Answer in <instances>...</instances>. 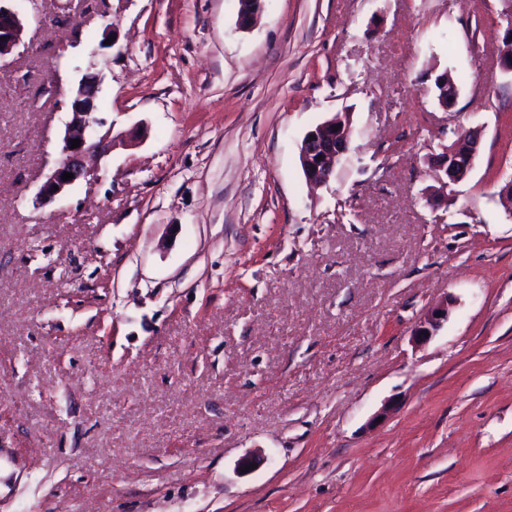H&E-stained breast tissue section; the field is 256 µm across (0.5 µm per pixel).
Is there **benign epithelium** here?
<instances>
[{
	"label": "benign epithelium",
	"mask_w": 512,
	"mask_h": 512,
	"mask_svg": "<svg viewBox=\"0 0 512 512\" xmlns=\"http://www.w3.org/2000/svg\"><path fill=\"white\" fill-rule=\"evenodd\" d=\"M22 33L23 23L18 13L0 4V70L4 67L1 60L21 42ZM100 81L98 73L88 72L78 83L70 104L72 119L66 125L63 137V157L40 186L35 198L36 205L44 206L53 202L71 186L91 176L92 171L87 165L88 158H102L112 151L114 137L111 136V130L108 129L102 134H90V130L105 125V121L97 117L96 94ZM349 138L350 127L340 118L328 119L304 135L299 160L309 183L318 186L330 180L336 164L347 152ZM73 139L81 140L80 146L74 149L71 148ZM476 155L475 151L470 154L465 173L458 177L448 175V162L436 165L435 180L438 186L433 189V195H448V189L468 176ZM66 172L73 174L74 178L63 180L62 176ZM55 185L58 186L56 191L53 190ZM447 319L448 304L432 307L415 328V340L419 343L429 341Z\"/></svg>",
	"instance_id": "1"
}]
</instances>
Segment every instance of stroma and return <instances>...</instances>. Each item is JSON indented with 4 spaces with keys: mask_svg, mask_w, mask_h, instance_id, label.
<instances>
[{
    "mask_svg": "<svg viewBox=\"0 0 512 512\" xmlns=\"http://www.w3.org/2000/svg\"><path fill=\"white\" fill-rule=\"evenodd\" d=\"M10 6L0 512H512L500 0H262L248 29L238 0ZM94 60L101 118L140 141L36 206ZM339 113L311 188L300 142ZM468 129L472 171L427 202ZM333 127L338 130L333 131ZM349 138L350 127L341 118L328 119L304 135L299 160L309 183L318 186L330 180L336 164L347 152ZM448 319V300L445 304L437 305L429 309L420 320L414 331V338L418 343H425L431 339L434 332ZM428 332V336H425Z\"/></svg>",
    "mask_w": 512,
    "mask_h": 512,
    "instance_id": "1",
    "label": "stroma"
}]
</instances>
